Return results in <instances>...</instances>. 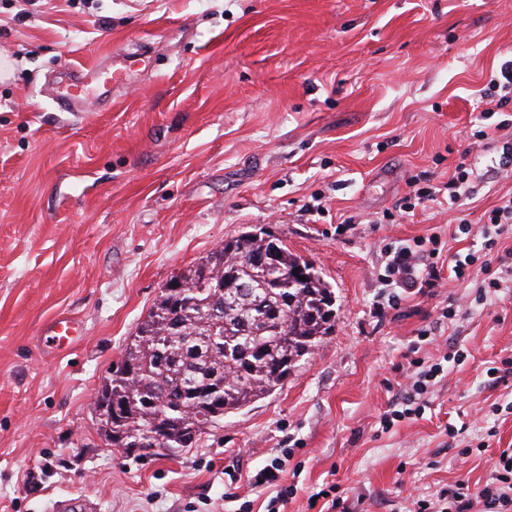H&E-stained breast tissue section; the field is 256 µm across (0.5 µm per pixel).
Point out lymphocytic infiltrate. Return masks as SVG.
<instances>
[{
	"mask_svg": "<svg viewBox=\"0 0 512 512\" xmlns=\"http://www.w3.org/2000/svg\"><path fill=\"white\" fill-rule=\"evenodd\" d=\"M512 103V58L500 66V75L491 79L490 88L481 92L482 126L473 133L477 141H500L502 155L498 166L512 174V119L501 117L500 112ZM479 173L467 162L455 165L447 182L435 185L430 178L412 180L408 200L403 210L412 211L428 202L447 195L449 202L458 203L470 189ZM482 244L480 253H442L440 233L416 237L398 245L387 243L381 252L383 274L381 283L389 290L387 304L397 307L404 298L412 295L434 296L447 277L464 278L472 265H479L484 278L482 288L498 292L512 280V266L507 270L492 269L489 257L500 245L503 237L512 236V195L502 197L499 205L485 211L481 217ZM465 351L443 354L441 361L431 364L414 358L405 374L406 382L401 394L392 402L379 420L382 431H390L396 423L423 415L425 407L420 399L434 386L444 373L445 363L462 365L467 360ZM495 487L471 489L459 483L448 487L439 502L420 499L406 506L404 512H512V451L502 450Z\"/></svg>",
	"mask_w": 512,
	"mask_h": 512,
	"instance_id": "1",
	"label": "lymphocytic infiltrate"
}]
</instances>
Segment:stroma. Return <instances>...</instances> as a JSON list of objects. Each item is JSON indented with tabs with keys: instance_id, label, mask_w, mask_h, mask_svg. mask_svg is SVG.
Instances as JSON below:
<instances>
[{
	"instance_id": "obj_1",
	"label": "stroma",
	"mask_w": 512,
	"mask_h": 512,
	"mask_svg": "<svg viewBox=\"0 0 512 512\" xmlns=\"http://www.w3.org/2000/svg\"><path fill=\"white\" fill-rule=\"evenodd\" d=\"M511 51L512 0H0V512L73 496L95 512H264L273 492L250 479L276 457L283 512H310L330 481L352 512L490 483L512 448V397L487 375L512 358V290L480 299L472 274L372 310L384 245L450 242L462 212L512 193L491 176L465 209L385 221L415 176L498 159V143L469 144L477 92ZM95 68L124 84L86 82L83 109L63 110L57 93ZM259 230L332 285V335L176 455L109 447L95 400L126 338L172 275ZM59 313L84 328L63 354L41 336ZM453 345L470 358L429 409L379 432L405 353Z\"/></svg>"
}]
</instances>
